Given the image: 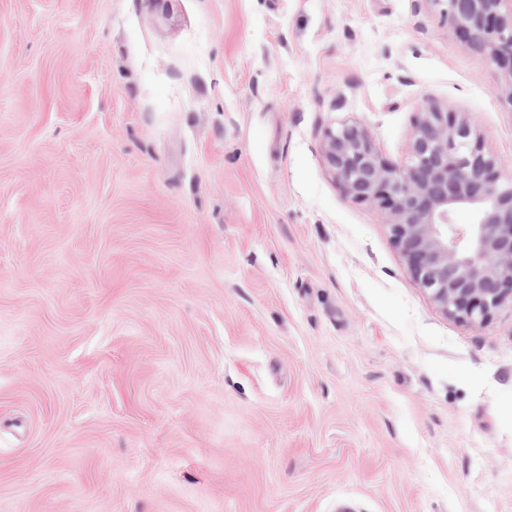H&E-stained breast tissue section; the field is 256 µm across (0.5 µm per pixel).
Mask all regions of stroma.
<instances>
[{
	"instance_id": "1",
	"label": "stroma",
	"mask_w": 512,
	"mask_h": 512,
	"mask_svg": "<svg viewBox=\"0 0 512 512\" xmlns=\"http://www.w3.org/2000/svg\"><path fill=\"white\" fill-rule=\"evenodd\" d=\"M503 80L429 0H0V512H512V301L450 318L323 142L512 166Z\"/></svg>"
}]
</instances>
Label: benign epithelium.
I'll return each instance as SVG.
<instances>
[{"mask_svg":"<svg viewBox=\"0 0 512 512\" xmlns=\"http://www.w3.org/2000/svg\"><path fill=\"white\" fill-rule=\"evenodd\" d=\"M431 2L461 43L486 49L506 71L512 99V0ZM324 146L346 195L383 214L407 274L449 317L482 324L512 300V174L466 121L425 107L401 165L356 124L326 128ZM462 208L473 223L455 222Z\"/></svg>","mask_w":512,"mask_h":512,"instance_id":"benign-epithelium-1","label":"benign epithelium"}]
</instances>
